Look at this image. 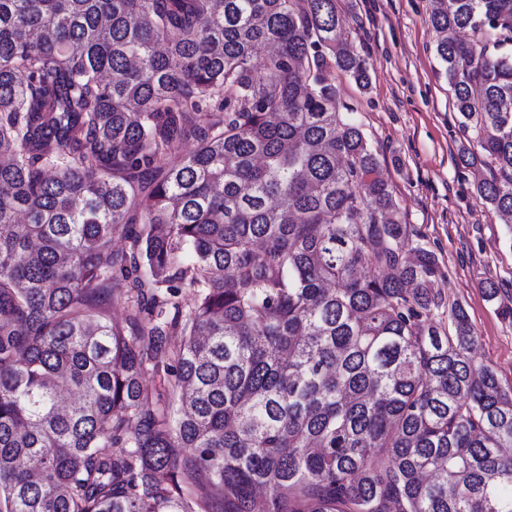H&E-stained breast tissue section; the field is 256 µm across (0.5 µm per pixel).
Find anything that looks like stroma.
<instances>
[{"label": "stroma", "instance_id": "1", "mask_svg": "<svg viewBox=\"0 0 512 512\" xmlns=\"http://www.w3.org/2000/svg\"><path fill=\"white\" fill-rule=\"evenodd\" d=\"M343 38L366 59L370 84L336 72L343 103L360 125L393 185L410 226V244L438 257L445 275L435 290L461 304L476 338V356L512 389V223L476 192L485 166L458 160L464 133L429 23L436 0H336ZM494 284L488 297L485 284Z\"/></svg>", "mask_w": 512, "mask_h": 512}]
</instances>
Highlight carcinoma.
Here are the masks:
<instances>
[{"label":"carcinoma","instance_id":"obj_1","mask_svg":"<svg viewBox=\"0 0 512 512\" xmlns=\"http://www.w3.org/2000/svg\"><path fill=\"white\" fill-rule=\"evenodd\" d=\"M345 21L0 0V512H512V390L434 320L438 258L339 105ZM430 22L511 218L512 0Z\"/></svg>","mask_w":512,"mask_h":512}]
</instances>
